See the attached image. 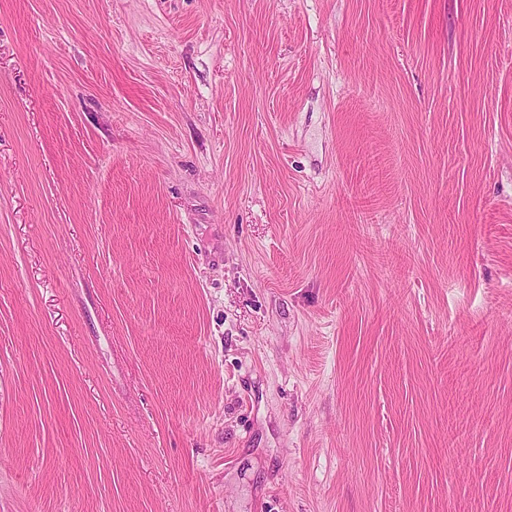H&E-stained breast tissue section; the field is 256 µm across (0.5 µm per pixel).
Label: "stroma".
Segmentation results:
<instances>
[{
    "label": "stroma",
    "mask_w": 512,
    "mask_h": 512,
    "mask_svg": "<svg viewBox=\"0 0 512 512\" xmlns=\"http://www.w3.org/2000/svg\"><path fill=\"white\" fill-rule=\"evenodd\" d=\"M0 512H512V0H0Z\"/></svg>",
    "instance_id": "1"
}]
</instances>
